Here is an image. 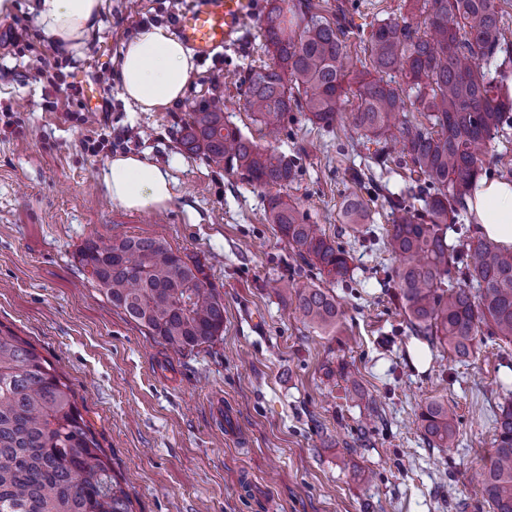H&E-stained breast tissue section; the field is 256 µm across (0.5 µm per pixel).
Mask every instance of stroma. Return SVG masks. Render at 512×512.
<instances>
[{
    "label": "stroma",
    "mask_w": 512,
    "mask_h": 512,
    "mask_svg": "<svg viewBox=\"0 0 512 512\" xmlns=\"http://www.w3.org/2000/svg\"><path fill=\"white\" fill-rule=\"evenodd\" d=\"M29 4L16 0L0 16V328L64 372L134 512H490L481 474L512 383V344L488 336L461 360L417 335L383 246L388 205L372 202L370 223H344V198L363 191L349 174L368 155L345 136L356 97L347 95L330 129L288 113L274 144L300 156L288 195L351 257L349 277L329 287L342 316L324 332L279 294L315 273L269 223L267 188L187 152L176 135L195 105L218 97L225 118L263 142L237 85L267 58L265 0L238 42L197 61L170 107L134 111L113 87L103 130L46 89L28 62L41 55L77 91L101 87L144 19L173 28L165 0H106L79 53L49 43ZM125 154L169 171V205L112 202L102 174ZM124 236L160 239L206 263L224 297L218 340L174 352L86 282L78 249ZM416 349L425 364L414 363ZM432 399L456 412L445 453L415 417ZM371 402L382 416L370 421Z\"/></svg>",
    "instance_id": "obj_1"
}]
</instances>
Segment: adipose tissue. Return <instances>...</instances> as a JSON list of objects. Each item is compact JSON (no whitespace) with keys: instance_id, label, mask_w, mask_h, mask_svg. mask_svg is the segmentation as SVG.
I'll return each mask as SVG.
<instances>
[{"instance_id":"obj_1","label":"adipose tissue","mask_w":512,"mask_h":512,"mask_svg":"<svg viewBox=\"0 0 512 512\" xmlns=\"http://www.w3.org/2000/svg\"><path fill=\"white\" fill-rule=\"evenodd\" d=\"M106 0H33L32 12L45 38L67 50L90 39ZM195 63L168 30L151 27L124 43L118 78L123 97L142 112H155L180 99ZM113 203L126 209L166 207L173 199L167 170L145 157L112 158L103 174ZM466 207L480 235L512 247V182L480 178Z\"/></svg>"}]
</instances>
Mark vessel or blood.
Segmentation results:
<instances>
[{"label": "vessel or blood", "mask_w": 512, "mask_h": 512, "mask_svg": "<svg viewBox=\"0 0 512 512\" xmlns=\"http://www.w3.org/2000/svg\"><path fill=\"white\" fill-rule=\"evenodd\" d=\"M256 11V0H197L181 13L176 30L200 59L236 42Z\"/></svg>", "instance_id": "vessel-or-blood-1"}]
</instances>
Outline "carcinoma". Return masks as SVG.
<instances>
[{"mask_svg":"<svg viewBox=\"0 0 512 512\" xmlns=\"http://www.w3.org/2000/svg\"><path fill=\"white\" fill-rule=\"evenodd\" d=\"M404 7L406 16L378 20L366 31L342 3L327 17L313 0H268L263 38L273 64L249 69L238 93L265 136L275 138L289 112L332 127L346 87L357 85L352 128L379 148L351 178L374 184L393 214L385 249L399 262L396 285L413 330L466 358L485 334L512 341V250L486 237L470 241L462 274L476 288H455L448 280L457 257L442 229L473 194L488 145L512 139V101L500 86L512 65V25L495 0H404ZM418 13L429 21L423 33L410 22ZM352 36L369 61L348 73L343 58ZM393 72L405 86L392 85ZM178 140L251 184L280 188L267 198L269 223L294 255L322 279L348 275L349 254L282 193L296 178L297 157L258 144L214 100L189 114ZM394 166L408 172L398 196L376 181L375 170ZM342 214L347 224L370 220L357 195L345 198ZM75 259L113 307L175 352L210 345L224 329V297L206 264L161 240L89 239ZM295 296L305 322L336 326L341 311L325 289L302 285ZM418 420L429 444L452 447L454 408L426 401ZM484 492L491 512H512L511 396L495 418ZM132 506L63 373L0 329V512H133Z\"/></svg>","mask_w":512,"mask_h":512,"instance_id":"obj_1","label":"carcinoma"}]
</instances>
